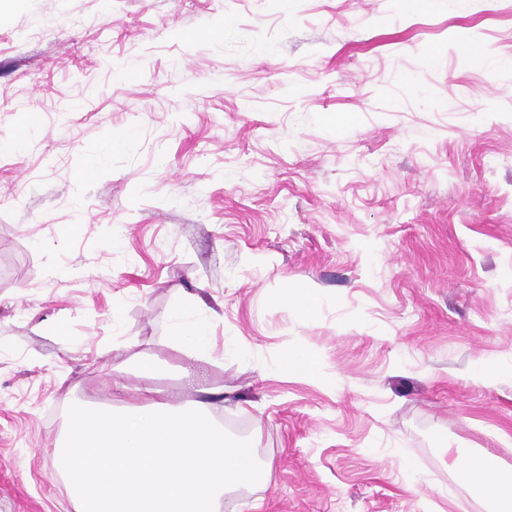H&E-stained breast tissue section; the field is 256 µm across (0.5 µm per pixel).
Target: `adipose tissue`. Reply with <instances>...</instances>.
I'll use <instances>...</instances> for the list:
<instances>
[{
	"instance_id": "obj_1",
	"label": "adipose tissue",
	"mask_w": 512,
	"mask_h": 512,
	"mask_svg": "<svg viewBox=\"0 0 512 512\" xmlns=\"http://www.w3.org/2000/svg\"><path fill=\"white\" fill-rule=\"evenodd\" d=\"M57 455L76 512H218L225 493L264 480L253 446L230 438L206 398L186 411L152 399L71 410ZM448 459L493 512H512V472L496 456L452 448Z\"/></svg>"
}]
</instances>
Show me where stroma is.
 <instances>
[{"label": "stroma", "mask_w": 512, "mask_h": 512, "mask_svg": "<svg viewBox=\"0 0 512 512\" xmlns=\"http://www.w3.org/2000/svg\"><path fill=\"white\" fill-rule=\"evenodd\" d=\"M479 43L512 57V0H0V512H74L53 450L117 382L223 391L265 479L221 512H486L443 453L512 467V377L471 376L512 369V69ZM476 46L480 48L478 49L480 53L478 61L476 60V57H472L480 65V67L486 69L489 73H495L496 71L501 69H511V57H503L499 55L495 50L486 45ZM171 337L190 352L208 350L212 343L209 326L204 318H189L178 313L171 326ZM279 368L295 376H307L313 372V362L302 350L285 348L280 356ZM508 372L509 373L505 372L504 367L496 360L483 358L477 361L473 375L479 381L488 383L496 380L497 378L511 376L510 369Z\"/></svg>", "instance_id": "stroma-1"}]
</instances>
